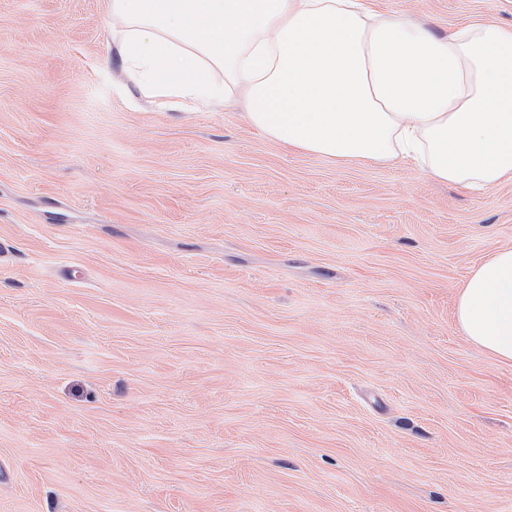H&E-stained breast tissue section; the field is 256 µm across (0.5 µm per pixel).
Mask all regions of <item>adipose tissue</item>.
<instances>
[{"instance_id": "adipose-tissue-1", "label": "adipose tissue", "mask_w": 512, "mask_h": 512, "mask_svg": "<svg viewBox=\"0 0 512 512\" xmlns=\"http://www.w3.org/2000/svg\"><path fill=\"white\" fill-rule=\"evenodd\" d=\"M112 41L153 100L247 103L249 125L337 164L414 160L475 191L512 180V27L439 35L364 0H110ZM458 330L512 364V247L473 266Z\"/></svg>"}]
</instances>
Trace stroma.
Masks as SVG:
<instances>
[{
    "label": "stroma",
    "mask_w": 512,
    "mask_h": 512,
    "mask_svg": "<svg viewBox=\"0 0 512 512\" xmlns=\"http://www.w3.org/2000/svg\"><path fill=\"white\" fill-rule=\"evenodd\" d=\"M438 34L512 0H372ZM0 512H512L458 287L512 182L335 165L122 74L109 0H0Z\"/></svg>",
    "instance_id": "1"
}]
</instances>
